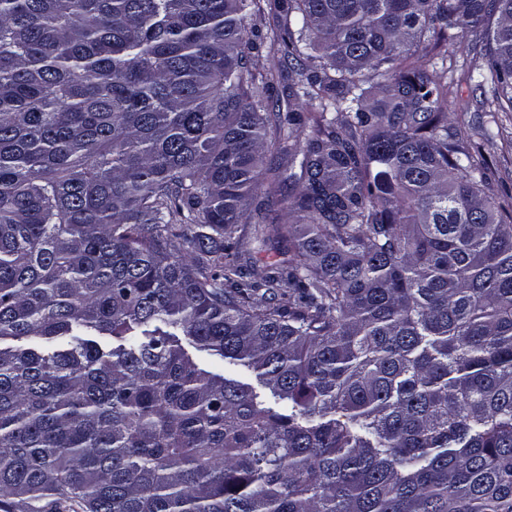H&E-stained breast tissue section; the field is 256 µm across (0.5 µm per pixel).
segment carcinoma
<instances>
[{
  "label": "carcinoma",
  "mask_w": 512,
  "mask_h": 512,
  "mask_svg": "<svg viewBox=\"0 0 512 512\" xmlns=\"http://www.w3.org/2000/svg\"><path fill=\"white\" fill-rule=\"evenodd\" d=\"M261 2L0 0V503L512 512V204L407 64L512 112V0H279L286 114ZM265 3L268 5H264L261 14L249 16L247 19L248 23L259 29L264 37L258 48L253 50L247 58V74L255 76L256 79L270 73L275 75L274 85L269 91L270 99L279 105L280 112L285 114L291 109H298L297 105L300 104L294 98L288 97V87L297 77L292 68L296 62L292 61L291 57L288 58L282 46L270 40L272 29L276 28L281 15L273 7L274 0ZM270 3L272 6L269 5ZM414 58L411 60L415 65L426 68L430 73L433 70L440 71L442 68V58L437 54V50L433 49V41L429 38L421 39L418 48H415Z\"/></svg>",
  "instance_id": "obj_1"
}]
</instances>
